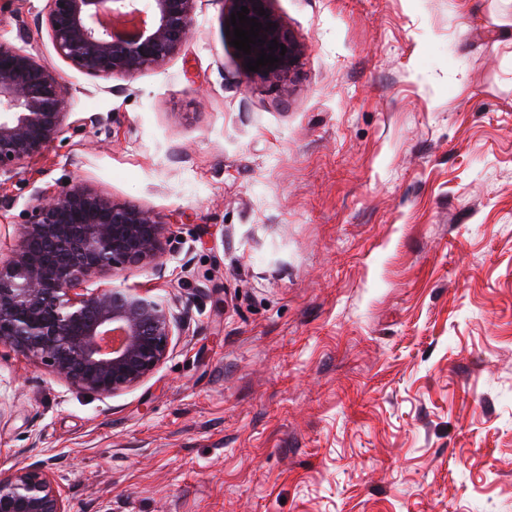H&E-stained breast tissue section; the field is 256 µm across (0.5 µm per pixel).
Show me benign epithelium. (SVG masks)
<instances>
[{
	"label": "benign epithelium",
	"instance_id": "1",
	"mask_svg": "<svg viewBox=\"0 0 512 512\" xmlns=\"http://www.w3.org/2000/svg\"><path fill=\"white\" fill-rule=\"evenodd\" d=\"M197 0H47L38 22L57 53L79 72L110 81L162 66L194 34ZM262 23L251 55L279 58L250 75L286 86L303 45L275 12L273 0H230ZM261 8V16L254 8ZM286 46L269 50L271 41ZM68 85L32 55L0 42V173L42 153L69 125ZM22 231L0 255V341L102 398L154 374L183 328V317L130 288L89 290L106 269H136L163 254L168 218L117 203L88 186L37 192ZM0 512H67L54 479L39 464L0 475Z\"/></svg>",
	"mask_w": 512,
	"mask_h": 512
}]
</instances>
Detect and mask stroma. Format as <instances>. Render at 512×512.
Returning a JSON list of instances; mask_svg holds the SVG:
<instances>
[{"mask_svg":"<svg viewBox=\"0 0 512 512\" xmlns=\"http://www.w3.org/2000/svg\"><path fill=\"white\" fill-rule=\"evenodd\" d=\"M45 7L0 0V40L110 121L1 176L0 226L72 182L182 214L163 266L87 286L185 327L108 398L0 342V473L42 464L68 512H512V0H274L283 89L199 0L108 92Z\"/></svg>","mask_w":512,"mask_h":512,"instance_id":"obj_1","label":"stroma"}]
</instances>
